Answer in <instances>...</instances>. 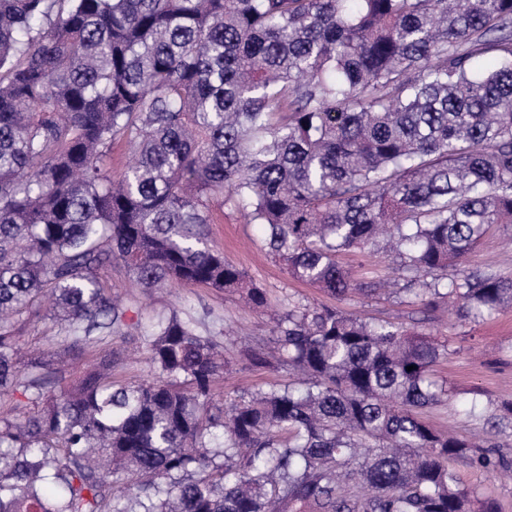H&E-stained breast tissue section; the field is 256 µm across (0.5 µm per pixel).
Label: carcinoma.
I'll return each instance as SVG.
<instances>
[{"instance_id": "cac0c4a2", "label": "carcinoma", "mask_w": 512, "mask_h": 512, "mask_svg": "<svg viewBox=\"0 0 512 512\" xmlns=\"http://www.w3.org/2000/svg\"><path fill=\"white\" fill-rule=\"evenodd\" d=\"M215 200L334 295L380 290L339 262L372 250L410 303H512V277L461 268L512 224V0H0V512H497L448 462L509 460L420 415L448 395L429 334L294 305L274 334L300 386L223 404L195 322L127 323L114 261L265 306L212 243ZM46 319L71 348L135 330L154 377L112 381L111 353L51 386L18 358Z\"/></svg>"}]
</instances>
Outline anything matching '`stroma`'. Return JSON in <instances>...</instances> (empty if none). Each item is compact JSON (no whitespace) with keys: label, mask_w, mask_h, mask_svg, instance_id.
<instances>
[{"label":"stroma","mask_w":512,"mask_h":512,"mask_svg":"<svg viewBox=\"0 0 512 512\" xmlns=\"http://www.w3.org/2000/svg\"><path fill=\"white\" fill-rule=\"evenodd\" d=\"M212 211L213 242L226 260L263 289L266 308L253 309L238 297L203 286L164 287L147 292L130 283L119 262L105 271L103 286L109 296L127 308L129 315L167 314L176 310L182 317L194 319L202 335L223 342L231 365L214 384L216 398L228 403L262 388L288 384V368L273 333L276 315L294 305L331 306L366 320L389 319L416 325L447 342L448 353L436 370L438 379L446 381L449 394L441 404L425 409L424 418L439 431L454 437L487 434L491 443L512 460V423L492 426L485 409L491 400L512 401V305L482 321L469 322L460 320L456 311L445 308L423 313L419 305L403 302L396 295L333 296L289 275L283 265L269 256L261 228L243 223L233 203H213ZM340 262L357 282L386 281L398 276L397 259L381 253H347L341 256ZM465 267L470 271L493 270L512 276V227L492 229L468 256ZM57 334V325L50 321L23 331L29 349L54 360V376L60 385L72 384L87 365L112 349L120 354L112 367L113 380L139 381L149 375L145 354L136 337L111 343L103 341L68 352L60 348ZM257 346L263 348L266 364L256 366L248 361V352ZM451 466L465 488L475 495L493 498L499 512H512V467L482 473L464 460L452 461Z\"/></svg>","instance_id":"35a3bbf8"}]
</instances>
